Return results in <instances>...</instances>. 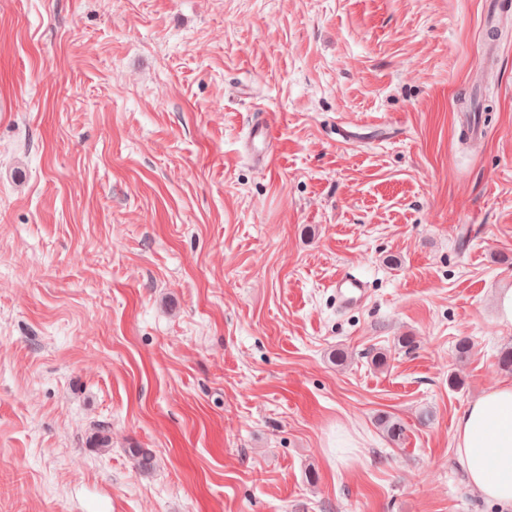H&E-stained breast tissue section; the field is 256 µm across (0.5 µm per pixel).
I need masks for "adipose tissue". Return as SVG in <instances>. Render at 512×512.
Returning a JSON list of instances; mask_svg holds the SVG:
<instances>
[{"instance_id": "1", "label": "adipose tissue", "mask_w": 512, "mask_h": 512, "mask_svg": "<svg viewBox=\"0 0 512 512\" xmlns=\"http://www.w3.org/2000/svg\"><path fill=\"white\" fill-rule=\"evenodd\" d=\"M455 443L474 492L512 512V380L466 407L457 420Z\"/></svg>"}]
</instances>
